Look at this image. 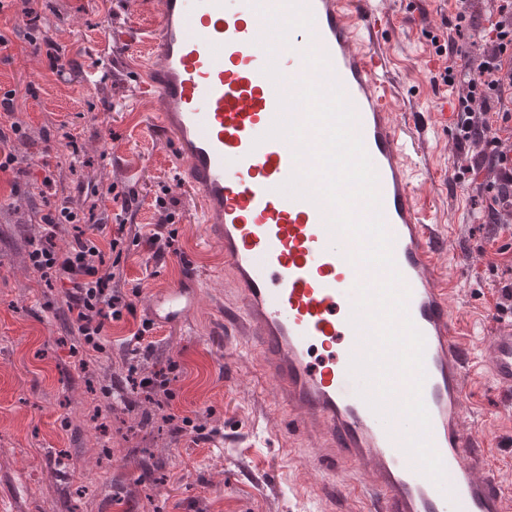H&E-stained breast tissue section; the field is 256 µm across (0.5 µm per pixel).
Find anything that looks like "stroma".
Returning a JSON list of instances; mask_svg holds the SVG:
<instances>
[{
	"mask_svg": "<svg viewBox=\"0 0 512 512\" xmlns=\"http://www.w3.org/2000/svg\"><path fill=\"white\" fill-rule=\"evenodd\" d=\"M442 0H374L384 17L374 44L391 59L396 122H426L411 154L414 183L431 204L433 223L447 231L448 251L460 268L461 290L451 301L458 324L474 328L479 356L512 323L501 311L500 289L512 256L485 208V171L474 170L471 150L435 121L441 99H454L434 79L440 62L431 42L441 28ZM482 12L455 38L459 71L481 59ZM20 0L0 7V96H15L14 119L25 134L50 141L11 140L13 168L0 172V512H356L330 488L367 474L329 470L317 442L288 432V418L273 407L274 386L257 368L242 339H228L224 312L237 302L220 247L207 241L203 203L176 160L169 141L154 136L155 102L141 92L140 65L148 46L140 33L158 22L160 0H43L48 36L69 64L57 79L31 41ZM79 136L77 173L66 133ZM55 184L34 191L45 171ZM129 194L121 209L109 187ZM96 202L95 215L126 238L113 286L135 307L107 326L93 367L108 377L93 381L66 306V290L30 269L31 230L39 213L64 197ZM28 203L27 221L13 212ZM173 221L162 224L164 213ZM173 234L175 251L151 249L155 227ZM141 241H134V234ZM190 279L200 289L185 320L154 324L147 354L131 356L126 340L149 319L150 295ZM172 370L161 406L138 400L133 411L113 413L114 388L127 368ZM188 419L185 433L158 434L143 426L156 412ZM463 421L483 426L493 465L512 486V394L477 378L466 395ZM158 485H151V478Z\"/></svg>",
	"mask_w": 512,
	"mask_h": 512,
	"instance_id": "stroma-1",
	"label": "stroma"
}]
</instances>
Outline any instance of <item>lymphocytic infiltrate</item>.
Instances as JSON below:
<instances>
[{
    "label": "lymphocytic infiltrate",
    "instance_id": "f902f5d3",
    "mask_svg": "<svg viewBox=\"0 0 512 512\" xmlns=\"http://www.w3.org/2000/svg\"><path fill=\"white\" fill-rule=\"evenodd\" d=\"M486 48L476 72L458 95L456 140L459 144L487 142V163L493 177L486 187L491 213L512 211V0H499L485 19ZM94 234L78 232L71 246L57 250L51 239L32 244L31 267L45 282L61 283L67 290L68 309L84 338L88 353L101 352L100 336L109 321L133 312L132 302L112 290L111 276L103 274L107 253L122 255L123 238L116 235L100 244L105 230L95 221Z\"/></svg>",
    "mask_w": 512,
    "mask_h": 512
}]
</instances>
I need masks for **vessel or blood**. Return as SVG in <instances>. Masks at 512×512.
Instances as JSON below:
<instances>
[{"instance_id":"vessel-or-blood-1","label":"vessel or blood","mask_w":512,"mask_h":512,"mask_svg":"<svg viewBox=\"0 0 512 512\" xmlns=\"http://www.w3.org/2000/svg\"><path fill=\"white\" fill-rule=\"evenodd\" d=\"M271 19L278 33L265 44ZM380 22L367 0H162L143 66L145 94L157 106L153 126L170 138L206 203L204 232L236 284L234 329L257 346L279 410L299 430L318 429L330 466L369 474L363 494L373 512H512V489L493 467L487 434L462 425L475 372L512 388V324L493 336L482 361L451 314L460 281L443 266L444 238L411 188L407 131L385 104L388 60L367 49ZM302 80L340 86L357 113L399 287L425 338L429 440L450 483L422 472L402 446L399 413H374L349 372L365 348L350 322L355 287L377 285L387 271L350 261L361 243L328 229V205L280 191L313 160L295 161L288 139L268 138L277 116L303 123L309 147L318 144L303 110L279 105ZM199 294L183 282L152 295L149 308L156 320H179Z\"/></svg>"}]
</instances>
